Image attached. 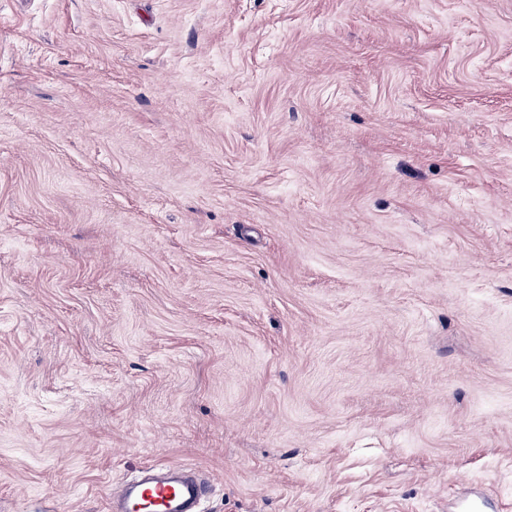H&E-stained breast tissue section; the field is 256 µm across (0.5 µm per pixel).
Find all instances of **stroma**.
Here are the masks:
<instances>
[{"mask_svg": "<svg viewBox=\"0 0 512 512\" xmlns=\"http://www.w3.org/2000/svg\"><path fill=\"white\" fill-rule=\"evenodd\" d=\"M512 512V0H0V512ZM203 486L194 477H152L126 485L120 512L142 511L144 503L155 512H198Z\"/></svg>", "mask_w": 512, "mask_h": 512, "instance_id": "1", "label": "stroma"}]
</instances>
